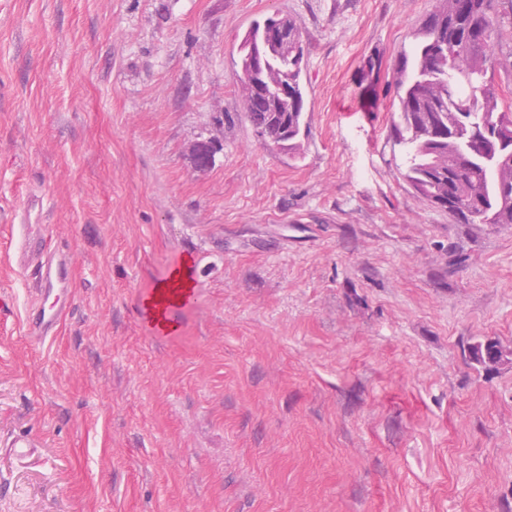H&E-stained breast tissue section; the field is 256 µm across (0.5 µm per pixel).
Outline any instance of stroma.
<instances>
[{
    "label": "stroma",
    "mask_w": 512,
    "mask_h": 512,
    "mask_svg": "<svg viewBox=\"0 0 512 512\" xmlns=\"http://www.w3.org/2000/svg\"><path fill=\"white\" fill-rule=\"evenodd\" d=\"M434 6L0 0V446L35 442L0 449V512H512V224L415 193L390 136ZM275 13L302 30L293 151L237 78ZM25 224L69 269L42 345ZM183 265L163 333L145 301Z\"/></svg>",
    "instance_id": "1"
}]
</instances>
